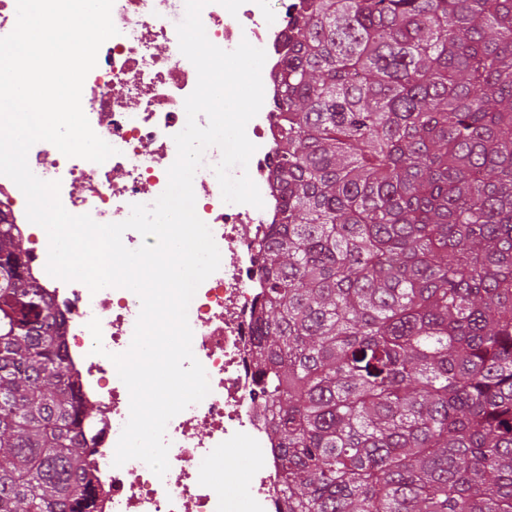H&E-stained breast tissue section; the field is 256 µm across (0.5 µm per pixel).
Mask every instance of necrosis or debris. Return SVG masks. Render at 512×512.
I'll list each match as a JSON object with an SVG mask.
<instances>
[{
    "label": "necrosis or debris",
    "mask_w": 512,
    "mask_h": 512,
    "mask_svg": "<svg viewBox=\"0 0 512 512\" xmlns=\"http://www.w3.org/2000/svg\"><path fill=\"white\" fill-rule=\"evenodd\" d=\"M299 12V0H245L230 14L213 0L201 19L209 40L230 51L241 40L263 48L264 103L246 126L256 151L248 172L263 208L223 202L214 167L219 148H208L193 188L198 217L210 228L221 253L219 269L198 288L188 306L192 350L203 365L210 393L173 417L166 429L169 470L157 477L142 461L113 464L129 418L130 396L111 354L132 341L141 302L125 288L90 292L46 270L48 241L26 217V199L0 175V224L14 225L30 244L25 277L37 281L57 315L64 355L82 402L96 405L97 420L86 435L92 443L85 480L93 492L92 512H288L282 492L279 450L272 423L256 398V324L261 316L260 258L267 225L277 223L282 197L272 176L279 144V76ZM118 33L107 39L83 85L82 108L94 132L116 148L97 164L62 154L40 141L28 152L31 171L60 181V199L74 215L100 224L120 222L135 204H152L165 190L176 159L175 134L186 125L185 98L197 73L178 45L177 26L185 0H114ZM99 319L104 353L93 351L88 328ZM233 450L253 462L244 490H227L224 455Z\"/></svg>",
    "instance_id": "necrosis-or-debris-1"
}]
</instances>
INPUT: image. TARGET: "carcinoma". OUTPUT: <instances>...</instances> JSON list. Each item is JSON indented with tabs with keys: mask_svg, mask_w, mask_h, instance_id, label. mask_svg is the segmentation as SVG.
I'll return each mask as SVG.
<instances>
[{
	"mask_svg": "<svg viewBox=\"0 0 512 512\" xmlns=\"http://www.w3.org/2000/svg\"><path fill=\"white\" fill-rule=\"evenodd\" d=\"M255 361L288 512H512V0H300ZM0 257V512H87L94 418Z\"/></svg>",
	"mask_w": 512,
	"mask_h": 512,
	"instance_id": "carcinoma-1",
	"label": "carcinoma"
}]
</instances>
